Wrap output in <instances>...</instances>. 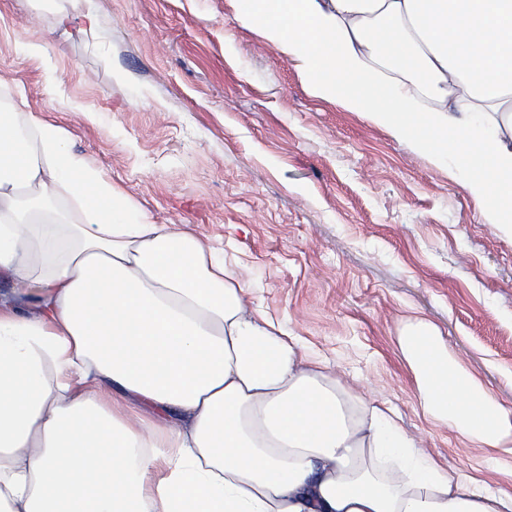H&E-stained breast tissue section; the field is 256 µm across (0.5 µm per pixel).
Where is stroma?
<instances>
[{"label": "stroma", "instance_id": "stroma-1", "mask_svg": "<svg viewBox=\"0 0 512 512\" xmlns=\"http://www.w3.org/2000/svg\"><path fill=\"white\" fill-rule=\"evenodd\" d=\"M68 7L0 0V106L24 89L154 223L223 246L260 311L440 465L512 482V453L489 463L424 415L397 345L429 321L511 410L512 233L447 170L311 94L234 0H88L92 29L59 25Z\"/></svg>", "mask_w": 512, "mask_h": 512}]
</instances>
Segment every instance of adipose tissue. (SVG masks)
<instances>
[{
  "mask_svg": "<svg viewBox=\"0 0 512 512\" xmlns=\"http://www.w3.org/2000/svg\"><path fill=\"white\" fill-rule=\"evenodd\" d=\"M316 97L448 168L512 231V0H236ZM153 223L68 131L0 110V512H512ZM423 412L494 455L512 414L430 323Z\"/></svg>",
  "mask_w": 512,
  "mask_h": 512,
  "instance_id": "adipose-tissue-1",
  "label": "adipose tissue"
}]
</instances>
